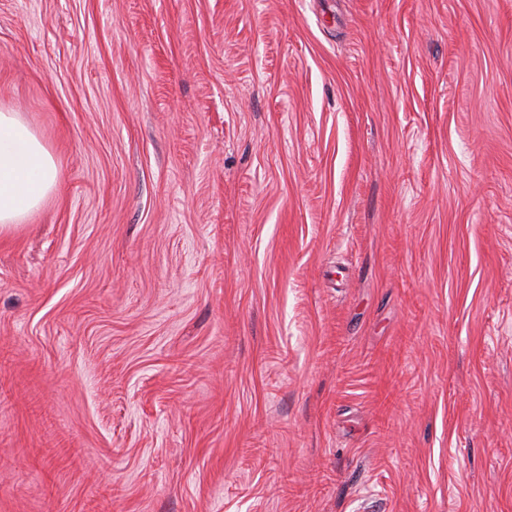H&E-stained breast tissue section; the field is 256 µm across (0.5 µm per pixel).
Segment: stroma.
<instances>
[{
  "label": "stroma",
  "mask_w": 512,
  "mask_h": 512,
  "mask_svg": "<svg viewBox=\"0 0 512 512\" xmlns=\"http://www.w3.org/2000/svg\"><path fill=\"white\" fill-rule=\"evenodd\" d=\"M0 110V512H512V0H0ZM57 163L17 112H0V236L16 226L55 190Z\"/></svg>",
  "instance_id": "stroma-1"
}]
</instances>
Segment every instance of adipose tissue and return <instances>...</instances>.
<instances>
[{"instance_id":"obj_1","label":"adipose tissue","mask_w":512,"mask_h":512,"mask_svg":"<svg viewBox=\"0 0 512 512\" xmlns=\"http://www.w3.org/2000/svg\"><path fill=\"white\" fill-rule=\"evenodd\" d=\"M57 163L15 112H0V236L16 226L55 190Z\"/></svg>"}]
</instances>
